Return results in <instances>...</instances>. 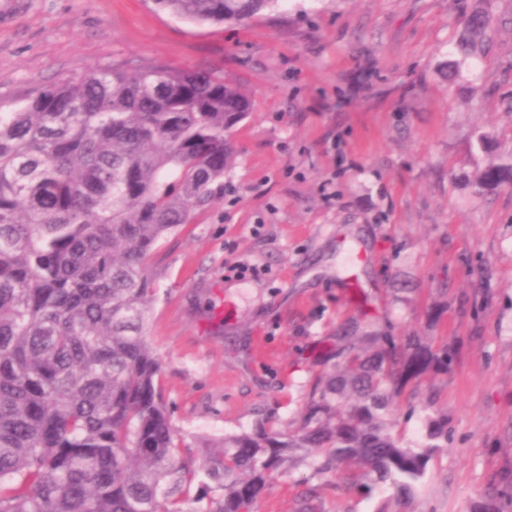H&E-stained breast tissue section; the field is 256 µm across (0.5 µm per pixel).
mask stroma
Instances as JSON below:
<instances>
[{
	"label": "stroma",
	"mask_w": 512,
	"mask_h": 512,
	"mask_svg": "<svg viewBox=\"0 0 512 512\" xmlns=\"http://www.w3.org/2000/svg\"><path fill=\"white\" fill-rule=\"evenodd\" d=\"M474 0H279L239 25L152 0H0V104L93 68H223L252 100L224 192L150 260L148 340L186 452L268 420L284 429L318 371L314 345L360 309L391 335L457 354L427 376L451 441L409 499L328 488L324 512H473L512 471V0L455 83L437 72ZM487 135L478 144V135ZM306 466L253 512H292ZM512 183V164L490 165L475 175L470 181L471 187L477 195H481L490 187L504 183Z\"/></svg>",
	"instance_id": "stroma-1"
}]
</instances>
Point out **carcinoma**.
<instances>
[{
    "mask_svg": "<svg viewBox=\"0 0 512 512\" xmlns=\"http://www.w3.org/2000/svg\"><path fill=\"white\" fill-rule=\"evenodd\" d=\"M275 0H153L192 23H242ZM491 20L464 14L453 80L486 53ZM224 70L156 63L62 78L0 112V512H253L270 482L303 464L295 512H322L327 482L408 495L448 447L429 373L448 344L385 336L359 319L321 340L325 365L292 428L226 434L184 452L147 340L149 260L224 189L232 132L248 115ZM512 183V164L470 181ZM424 412L405 439L395 396ZM198 487L193 498L191 486ZM512 508V473L476 512Z\"/></svg>",
    "mask_w": 512,
    "mask_h": 512,
    "instance_id": "obj_1",
    "label": "carcinoma"
}]
</instances>
